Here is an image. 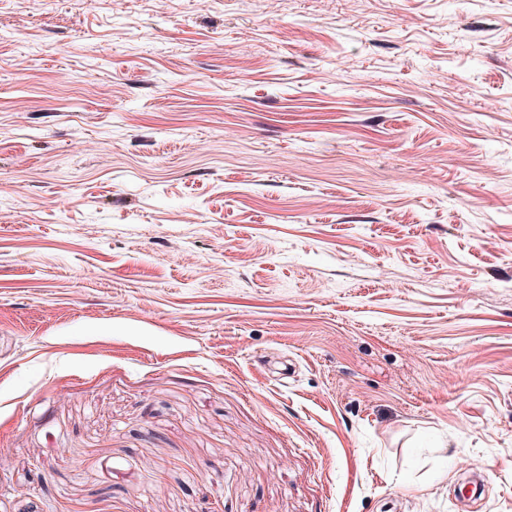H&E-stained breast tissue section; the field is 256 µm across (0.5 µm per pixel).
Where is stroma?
Returning <instances> with one entry per match:
<instances>
[{"label":"stroma","mask_w":512,"mask_h":512,"mask_svg":"<svg viewBox=\"0 0 512 512\" xmlns=\"http://www.w3.org/2000/svg\"><path fill=\"white\" fill-rule=\"evenodd\" d=\"M0 512H512V0H0Z\"/></svg>","instance_id":"1"}]
</instances>
